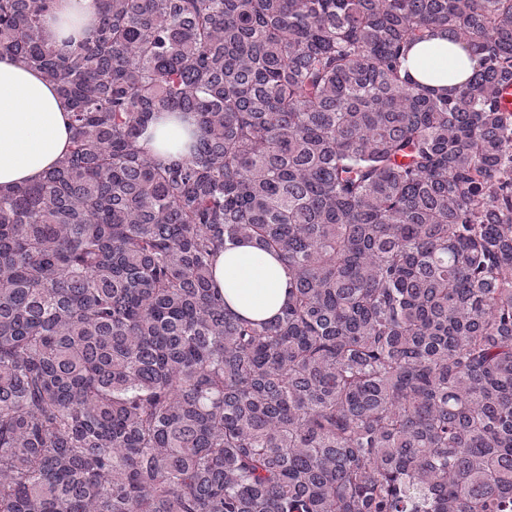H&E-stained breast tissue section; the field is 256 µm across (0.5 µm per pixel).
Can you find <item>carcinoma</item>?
Wrapping results in <instances>:
<instances>
[{
    "mask_svg": "<svg viewBox=\"0 0 512 512\" xmlns=\"http://www.w3.org/2000/svg\"><path fill=\"white\" fill-rule=\"evenodd\" d=\"M48 7L0 0L71 109L0 194V512H512V0H101L64 52ZM439 32L445 91L401 73ZM234 239L288 266L268 321ZM442 35L412 47L402 64V72L435 88L464 83L477 66L478 56L467 42ZM194 127L164 114L151 123L150 130L153 138L147 146L164 160L185 157L188 153L186 148L189 141L188 130ZM214 273L229 308L245 318L268 319L288 300V270L249 240L225 241Z\"/></svg>",
    "mask_w": 512,
    "mask_h": 512,
    "instance_id": "1",
    "label": "carcinoma"
}]
</instances>
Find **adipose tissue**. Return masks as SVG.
I'll list each match as a JSON object with an SVG mask.
<instances>
[{"label":"adipose tissue","instance_id":"1","mask_svg":"<svg viewBox=\"0 0 512 512\" xmlns=\"http://www.w3.org/2000/svg\"><path fill=\"white\" fill-rule=\"evenodd\" d=\"M100 0H53L43 21V39L59 50L69 37H85L97 24ZM478 64L467 42L437 36L410 49L402 70L435 87L464 83ZM69 105L43 76L8 54L0 55V192L34 183L69 145ZM150 149L165 160L187 155L188 124L164 115L150 126ZM215 280L229 308L251 320L278 313L288 300L282 262L251 241L225 242L215 260Z\"/></svg>","mask_w":512,"mask_h":512}]
</instances>
